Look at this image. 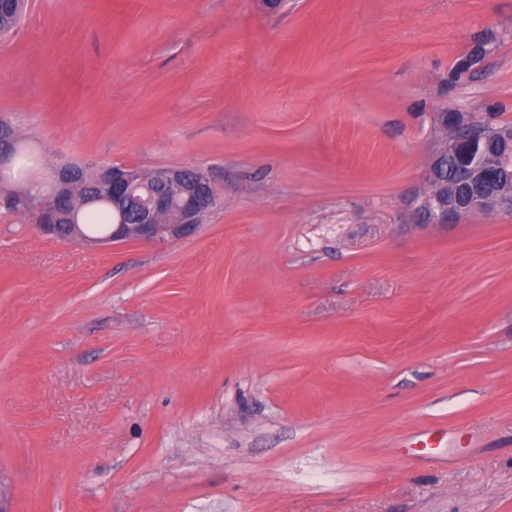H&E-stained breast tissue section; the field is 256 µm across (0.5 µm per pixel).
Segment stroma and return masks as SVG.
Instances as JSON below:
<instances>
[{
    "label": "stroma",
    "mask_w": 512,
    "mask_h": 512,
    "mask_svg": "<svg viewBox=\"0 0 512 512\" xmlns=\"http://www.w3.org/2000/svg\"><path fill=\"white\" fill-rule=\"evenodd\" d=\"M440 112L512 124V0H27L28 178L217 201L96 247L0 209V512H512V211L420 219Z\"/></svg>",
    "instance_id": "stroma-1"
}]
</instances>
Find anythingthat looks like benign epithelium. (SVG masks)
<instances>
[{
    "label": "benign epithelium",
    "instance_id": "benign-epithelium-1",
    "mask_svg": "<svg viewBox=\"0 0 512 512\" xmlns=\"http://www.w3.org/2000/svg\"><path fill=\"white\" fill-rule=\"evenodd\" d=\"M450 120L452 139L438 150L429 164L427 182L435 185L416 208L427 223L453 224L475 211L512 208V125L488 129L470 114L443 113ZM500 145L494 157L482 146ZM16 153L12 129L0 124V179L11 175ZM464 155L467 164L451 181L439 173V161ZM85 165H65L55 172L53 193L32 206L27 192L13 197L17 207L25 209L31 223L46 237L71 239L94 245H111L131 240H160L184 236L197 228L216 204L210 179L201 171L191 175L187 168H161L145 177L135 168L114 165L107 171L101 187L84 191L82 206L107 201L115 212V221L101 236L86 237L76 218L79 209L69 205V194L80 185Z\"/></svg>",
    "mask_w": 512,
    "mask_h": 512
}]
</instances>
